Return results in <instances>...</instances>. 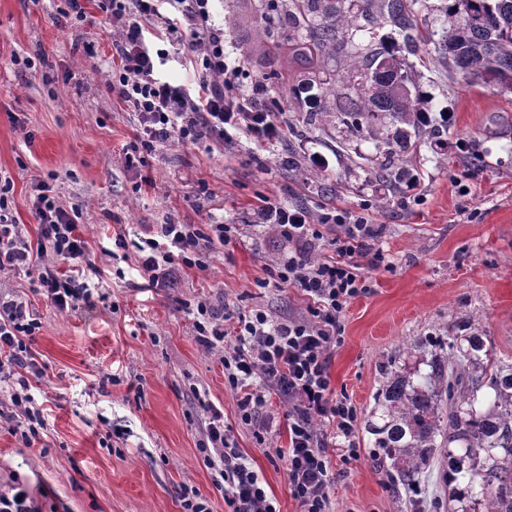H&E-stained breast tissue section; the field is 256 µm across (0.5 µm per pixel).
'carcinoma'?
<instances>
[{"instance_id": "1", "label": "carcinoma", "mask_w": 512, "mask_h": 512, "mask_svg": "<svg viewBox=\"0 0 512 512\" xmlns=\"http://www.w3.org/2000/svg\"><path fill=\"white\" fill-rule=\"evenodd\" d=\"M261 11L276 22L272 41L291 46L294 62L314 69L322 57L343 46L338 28L360 32L341 9L342 0H259ZM448 28L437 41L438 55L451 62L465 84L482 82L512 93V0H443ZM421 0H365L366 11H377L402 39L385 40L357 58L362 71L356 95L337 103V112L321 102L336 95V86L311 79L290 91L304 96L309 110L303 126L332 122L361 137L390 123V132L377 150L385 163L372 176L391 185L411 184L418 173L401 157L422 143L444 146L445 109H436L416 83L406 56L432 42L420 31L415 6ZM407 84L411 93L398 87ZM270 109L284 111L283 76L272 69L264 76ZM320 194L336 190L321 170L305 173ZM428 370L404 372L389 378L378 401L385 409L383 423H371L375 447L382 450L379 467L401 485L415 490L439 448L458 449L448 457V503L453 512H469L463 503L475 500L485 512H512V365L497 359L483 337L466 333L448 337V355L434 351Z\"/></svg>"}]
</instances>
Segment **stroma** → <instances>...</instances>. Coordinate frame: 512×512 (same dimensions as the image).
I'll return each instance as SVG.
<instances>
[{"instance_id":"1","label":"stroma","mask_w":512,"mask_h":512,"mask_svg":"<svg viewBox=\"0 0 512 512\" xmlns=\"http://www.w3.org/2000/svg\"><path fill=\"white\" fill-rule=\"evenodd\" d=\"M54 14L51 0H0V177L10 180L14 214L33 240L32 187L57 175L61 202L83 209L80 230L100 283L90 304L61 312L25 272L0 271V296L25 302L40 324L31 350L43 372L29 383L46 421L40 440L25 445L9 398L0 399V493L25 485L37 512H184L182 489L191 486L212 512H228L202 452L214 407L280 512H300L274 454L288 444L287 402L271 396L267 412L278 431L258 444L238 418L218 353L200 345L185 310L205 299L233 318L257 309L279 320L308 318L300 288L257 285L288 252L287 238L256 217L267 198L313 220L334 207L367 212L392 263L368 270L370 288L347 303L329 358L336 392L357 409L361 450L333 464V512H448L432 506L437 477L397 491L376 463L365 420L386 375L420 366L418 343L454 335L457 323L512 364V159L502 150L512 144V94L464 84L439 64L417 67L418 84L448 109V144L407 158L420 178L398 189L368 175L380 160L374 140H346L330 125L262 151L242 135L210 149L176 143L130 170L123 147L135 120L105 80L113 27L95 9L73 27ZM223 17L225 48L247 78L273 68L290 86L306 78L287 47L273 49L259 0H223ZM394 35L375 20L368 37L325 55L322 78L354 84L351 54ZM37 52L45 65L36 72L11 63ZM288 150L298 170L282 166ZM320 165L340 176L335 195L306 184L303 170ZM168 221L236 230L210 251L206 269H183L173 286L151 288L135 270L133 244L117 247L102 227L127 224L137 234Z\"/></svg>"}]
</instances>
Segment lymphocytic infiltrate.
<instances>
[{
	"instance_id": "lymphocytic-infiltrate-1",
	"label": "lymphocytic infiltrate",
	"mask_w": 512,
	"mask_h": 512,
	"mask_svg": "<svg viewBox=\"0 0 512 512\" xmlns=\"http://www.w3.org/2000/svg\"><path fill=\"white\" fill-rule=\"evenodd\" d=\"M96 7L117 29L107 83L137 120L124 149L127 166L146 164L149 155L173 142L207 145L239 133L264 149L284 138L286 127L278 113L266 109L261 85L239 83L224 51V26L215 17L214 0H97ZM168 59L192 70L193 82L164 77L161 67ZM14 206L10 185L0 183V269L33 276L59 311L89 302L97 270L87 261L79 206L60 201L53 179L39 180L29 197L39 226L33 243L17 224ZM261 215L293 244L287 256L268 266L267 279L301 288L311 302L310 316L278 321L258 310L239 317L235 344L221 358L224 381L239 395L240 421L265 434L274 428L273 417L262 414L268 392L287 400L288 445L275 455L285 463L289 491L303 512H329L332 457L347 462L359 456L349 441L356 409L333 390L329 356L347 302L368 288L365 268H386L390 261L365 217L337 210L322 213L313 224L307 214L270 202L262 205ZM327 230L334 234L335 253L313 258L312 248ZM230 236L227 224L206 230L194 224L157 225L137 239L138 271L151 287H169L183 267L205 268L204 247L224 244ZM39 329L23 303L0 300V380L16 383L9 398L24 417L21 437L28 443L45 428L27 380L41 372L29 347ZM319 419L344 441L336 454H329L315 428ZM206 439L205 458L231 512H278L259 473L227 433L223 413L213 412Z\"/></svg>"
}]
</instances>
